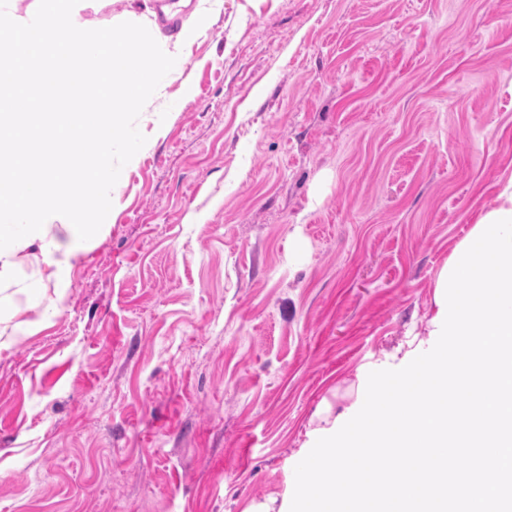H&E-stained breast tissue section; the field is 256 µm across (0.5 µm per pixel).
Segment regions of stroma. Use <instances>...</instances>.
<instances>
[{
	"label": "stroma",
	"mask_w": 512,
	"mask_h": 512,
	"mask_svg": "<svg viewBox=\"0 0 512 512\" xmlns=\"http://www.w3.org/2000/svg\"><path fill=\"white\" fill-rule=\"evenodd\" d=\"M122 0L82 12L105 42ZM59 313L0 323V512H243L512 181V0H224Z\"/></svg>",
	"instance_id": "35a3bbf8"
}]
</instances>
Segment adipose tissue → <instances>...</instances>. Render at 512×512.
<instances>
[{
    "label": "adipose tissue",
    "mask_w": 512,
    "mask_h": 512,
    "mask_svg": "<svg viewBox=\"0 0 512 512\" xmlns=\"http://www.w3.org/2000/svg\"><path fill=\"white\" fill-rule=\"evenodd\" d=\"M12 2L0 0V91H12L8 97L0 94V161L10 166L8 173L0 174V288L15 289L49 311L57 303L43 295V281L69 272L84 242L98 234V216L114 205L110 190L125 177L114 157L138 154L143 139L138 128L122 126L115 111L104 119L88 111L57 121L45 118V111L58 102H84L83 75L98 73L107 59L122 70L138 98L160 95L179 68L177 47L204 31L211 13L196 8L191 23L165 40L157 36L152 21L139 15L138 0H125V10L112 22L111 52L98 43L85 44L61 89L57 53L70 47L69 35L78 27L80 11L96 0H56L52 6L32 0L22 17L15 15ZM146 54L153 59L148 67L140 63ZM16 102L28 106L29 119L11 112ZM83 141L90 143L91 151L80 165L43 164L48 145L69 151ZM31 248L42 265L41 279L25 283L16 277L18 255Z\"/></svg>",
    "instance_id": "adipose-tissue-1"
}]
</instances>
